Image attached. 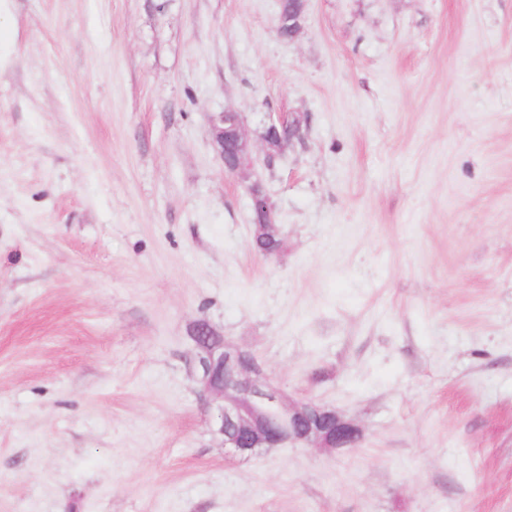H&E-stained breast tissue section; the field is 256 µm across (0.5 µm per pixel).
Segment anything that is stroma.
<instances>
[{"label": "stroma", "mask_w": 512, "mask_h": 512, "mask_svg": "<svg viewBox=\"0 0 512 512\" xmlns=\"http://www.w3.org/2000/svg\"><path fill=\"white\" fill-rule=\"evenodd\" d=\"M279 5L0 0V512H512V0ZM200 321L361 440L232 457ZM293 6L288 10V24L284 18L279 22L278 34L282 38L293 39L302 27V19L308 0H293ZM209 135L224 172L232 175L245 173L253 164V148L244 131L240 112L224 110L210 118ZM304 123L305 118L296 112H288V115L269 116L265 131L261 135L267 166L273 151L282 153L294 140L301 139ZM279 129L287 134L284 137L278 136ZM258 183H253L248 187V192L251 197L252 205L256 211L260 212L265 217L266 224L258 227V231L263 233L277 231V225L274 222L273 206L270 203L269 197L260 189Z\"/></svg>", "instance_id": "1"}]
</instances>
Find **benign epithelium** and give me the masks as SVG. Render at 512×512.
I'll return each mask as SVG.
<instances>
[{
	"mask_svg": "<svg viewBox=\"0 0 512 512\" xmlns=\"http://www.w3.org/2000/svg\"><path fill=\"white\" fill-rule=\"evenodd\" d=\"M307 0H294L288 19L278 25L282 38L293 39L302 27ZM305 118L290 112L269 117L261 135L264 158L281 153L301 139ZM209 135L224 172L245 173L253 164V148L244 118L232 110L210 118ZM252 205L265 217L258 230L277 231L269 197L254 183L248 187ZM195 369L202 396L214 406L215 433L235 457L248 459L272 448L305 444L328 451L353 447L360 439L357 425L313 400L290 402L274 386L250 351L214 335L206 322L195 325Z\"/></svg>",
	"mask_w": 512,
	"mask_h": 512,
	"instance_id": "1",
	"label": "benign epithelium"
}]
</instances>
